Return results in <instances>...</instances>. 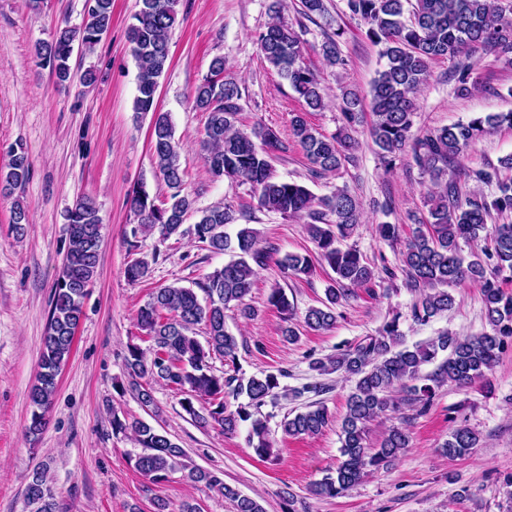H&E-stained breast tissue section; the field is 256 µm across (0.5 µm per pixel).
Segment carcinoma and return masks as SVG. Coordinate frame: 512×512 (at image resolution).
<instances>
[{
    "label": "carcinoma",
    "instance_id": "carcinoma-1",
    "mask_svg": "<svg viewBox=\"0 0 512 512\" xmlns=\"http://www.w3.org/2000/svg\"><path fill=\"white\" fill-rule=\"evenodd\" d=\"M180 0H141L133 15L128 40L137 68V94L133 110L152 115L150 145L156 172L169 194L156 204L146 186L139 184L128 193L127 205L136 224L131 228L132 249H138L139 236L159 231L161 240L183 236L189 213L196 211L195 200L185 191V170L181 164L180 144L175 139L171 116L158 109L157 92L168 70L170 40L177 20ZM349 14L367 25L366 36L381 46L383 68L371 87L374 121L370 136L382 162L392 165L396 154L409 150L420 170L429 175L433 191L427 195L429 220L418 224L401 252L406 286L422 294L411 314L419 324L451 310L455 297L449 288L470 282L480 286L485 316L491 331L474 336L443 332L411 348L403 346L399 318L385 322L374 336L351 345L334 357L315 358L310 368L321 374L341 371L355 379L347 400V412L341 425L342 460L336 469L316 482L311 492L335 498L370 471L386 468L409 448V435L401 427L388 430L379 447L366 445L368 426L373 421L405 409L416 414L426 412L435 395V387L448 381L467 386L491 372L508 340L512 339V224L488 225L493 215L512 213V179L499 178L495 168L468 171L465 176L482 184L495 185L488 197L474 192L459 199L457 180L448 177L453 165L470 144L491 128L512 127V111L490 113L466 123L434 130L410 140L416 112V95L427 81L430 62L454 61L469 57L479 49L488 50L512 63V0H346ZM324 0H301L300 15L307 20L324 14ZM112 26V0H90L84 8L80 26L58 29L52 40L34 45L35 56L50 67L57 86L71 82L69 59L78 45L92 52ZM305 26L294 27L275 16L257 36L260 54L275 68L303 103V111L293 113L291 135L321 177L339 170L350 159L354 148L352 130L362 102L358 94L346 89L340 110L342 126L331 137L321 135L307 120V113L324 107L321 82L303 59L302 33ZM336 32L325 37L320 53L329 67L346 65ZM238 81L225 75L224 58L215 57L208 73L193 94L195 107L208 113L201 142L210 172L216 178L242 181L250 185L258 206L288 216H306L311 220L307 233L314 242L319 260L336 274L326 288V302L305 311L303 325L314 331L327 330L336 322V306L347 299L352 288H367L375 277L372 267L352 246H343L354 226L360 223L359 204L345 188L317 198L304 185L275 178L272 156L282 148L276 130L259 125L245 132L237 126ZM31 165L27 153L11 150L8 169L0 170V192L11 194L29 181ZM69 246L62 275L56 283L52 310L41 342L39 372L28 399L31 417L27 433L37 436L47 424V412L58 385L62 367L68 360L76 329L82 315V303L93 282L103 245V219L96 201L79 199L68 211ZM236 221L231 206L217 204L201 210L193 233L213 253H232V259L206 276L200 302L191 288L174 285L155 289L139 310L138 326L148 347H127L124 356L128 387L141 406L156 407L153 385L163 384L180 390L182 409L201 425L210 422L224 433L238 432L249 424L247 444L261 458L271 455V432L267 421L257 417L267 401L278 397L284 370L252 376L246 380L226 371L214 372L215 357L236 364L238 341L225 327V311L234 309L243 318L255 310L245 303L251 293L256 268L271 258L260 245L257 230L243 227L230 237L224 226ZM473 249L466 260L462 245ZM284 274L300 278L311 274V256L288 253L278 260ZM149 263L132 260L125 269L129 281L147 276ZM267 303L282 316L281 335L288 343L299 336L295 311L281 288L271 290ZM206 326L205 342L193 335L194 326ZM447 353L430 373L423 366ZM237 401L228 409V399ZM329 423L327 409H313L288 416L281 423L290 436H314ZM112 433L133 435L144 448L136 455L135 468L151 483L168 481L177 470L187 471L192 482H203L231 502L233 512H264L252 497L224 484L218 471L188 467L185 451L167 433L141 419L128 421L112 414ZM478 443L477 434L466 426L456 428L442 446L452 458L466 456ZM27 512H57V502L45 472L36 469L24 494Z\"/></svg>",
    "mask_w": 512,
    "mask_h": 512
}]
</instances>
